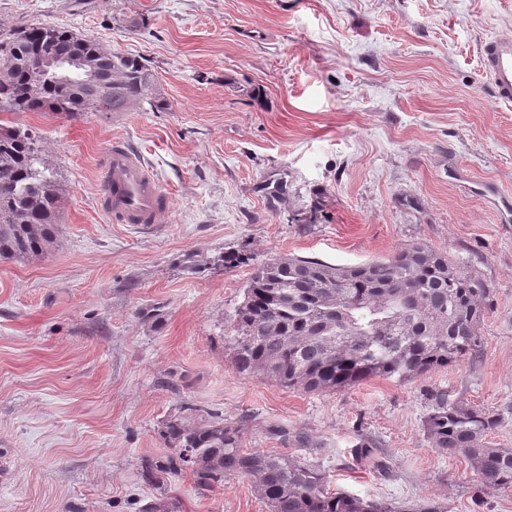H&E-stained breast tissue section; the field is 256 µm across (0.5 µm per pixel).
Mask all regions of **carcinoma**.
<instances>
[{"label": "carcinoma", "mask_w": 512, "mask_h": 512, "mask_svg": "<svg viewBox=\"0 0 512 512\" xmlns=\"http://www.w3.org/2000/svg\"><path fill=\"white\" fill-rule=\"evenodd\" d=\"M0 112H129L163 110L155 72L140 57L102 49L71 30L21 24L3 33ZM73 56L106 94L84 88L80 74L60 81L42 71L40 56ZM60 195L54 173L29 130L0 122V259L29 260L53 245ZM490 289L431 246L417 242L384 260L340 267L278 257L254 267L235 309L233 367L309 393L349 389L374 377L408 381L476 351L477 328ZM425 428L442 454L464 457L482 485L512 489V448H494L500 423L484 408L431 394ZM174 452L147 460L148 481L189 469L202 490L247 478L271 512H445L365 499L327 488L325 471L287 456L241 448L238 426L222 420L175 418L163 425Z\"/></svg>", "instance_id": "obj_1"}]
</instances>
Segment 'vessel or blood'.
<instances>
[{"label": "vessel or blood", "mask_w": 512, "mask_h": 512, "mask_svg": "<svg viewBox=\"0 0 512 512\" xmlns=\"http://www.w3.org/2000/svg\"><path fill=\"white\" fill-rule=\"evenodd\" d=\"M483 72L498 103L512 104V38L493 37L480 46ZM100 200L116 224H154L170 201L140 154L113 142L103 160Z\"/></svg>", "instance_id": "vessel-or-blood-1"}]
</instances>
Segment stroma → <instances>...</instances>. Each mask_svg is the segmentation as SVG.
<instances>
[{
    "instance_id": "stroma-1",
    "label": "stroma",
    "mask_w": 512,
    "mask_h": 512,
    "mask_svg": "<svg viewBox=\"0 0 512 512\" xmlns=\"http://www.w3.org/2000/svg\"><path fill=\"white\" fill-rule=\"evenodd\" d=\"M27 22L142 57L167 107L9 116L40 140L61 202L53 247L0 260V512H270L245 478L143 480L175 416L238 425L245 450L319 465L360 497L512 512V490L485 489L424 426L444 391L498 414L488 440L512 448V214L482 192L512 200V106L479 57L512 37V0H0V28ZM117 139L171 195L154 226L100 205ZM415 242L489 288L475 354L337 392L236 372L231 317L253 265L349 267ZM227 251L245 263L185 267ZM364 444L388 474L357 459Z\"/></svg>"
}]
</instances>
